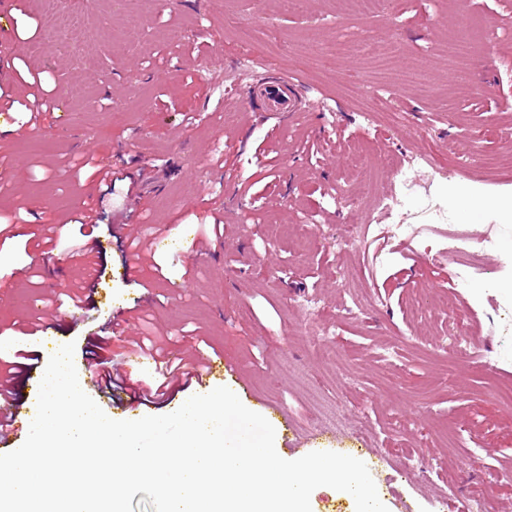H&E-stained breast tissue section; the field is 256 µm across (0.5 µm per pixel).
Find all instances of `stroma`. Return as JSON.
<instances>
[{
	"mask_svg": "<svg viewBox=\"0 0 512 512\" xmlns=\"http://www.w3.org/2000/svg\"><path fill=\"white\" fill-rule=\"evenodd\" d=\"M12 0L0 13V368L20 352L75 342L86 393L116 420L175 410L189 388L159 403L115 406L94 386L97 360L120 359L132 336L166 343L191 363L222 353L245 406L280 408L287 460L330 448L365 462L389 512H464L481 496L512 512V294L469 287L512 275L500 254L511 224H437L448 214L449 183L474 182L512 193L493 159L512 157V0H385L371 14L358 0ZM74 13L75 35L50 36L51 16ZM496 33L486 55L448 58L449 35L466 37L465 16ZM392 40L389 71L362 56L338 57L335 71L298 69L303 54L329 55L348 35ZM87 57L72 64L74 49ZM112 54L103 79L101 50ZM419 74L420 89L392 88L395 73ZM294 77L300 112H266L247 90ZM510 104H502V97ZM377 98L408 122L367 120ZM95 155L118 177L86 179L78 163ZM426 154L443 168L420 174L400 215L375 212L356 196L357 172L390 186L388 167ZM150 203L130 235L158 238L136 278L115 274L126 258L114 236L127 191ZM93 209L94 224H79ZM220 234H213V224ZM366 230L346 247L352 227ZM207 258L186 259L193 239ZM488 239L476 261L458 253ZM101 251L81 266L86 240ZM101 283L89 313L62 302L89 269ZM139 307L147 322L131 334L106 327L116 310ZM37 324L44 336L14 339ZM466 343L465 357L449 347Z\"/></svg>",
	"mask_w": 512,
	"mask_h": 512,
	"instance_id": "stroma-1",
	"label": "stroma"
}]
</instances>
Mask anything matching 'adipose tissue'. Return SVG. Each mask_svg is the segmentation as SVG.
<instances>
[{"label": "adipose tissue", "instance_id": "1", "mask_svg": "<svg viewBox=\"0 0 512 512\" xmlns=\"http://www.w3.org/2000/svg\"><path fill=\"white\" fill-rule=\"evenodd\" d=\"M446 201L460 223L512 222V195L508 193L490 198L475 184L457 182L448 187Z\"/></svg>", "mask_w": 512, "mask_h": 512}]
</instances>
